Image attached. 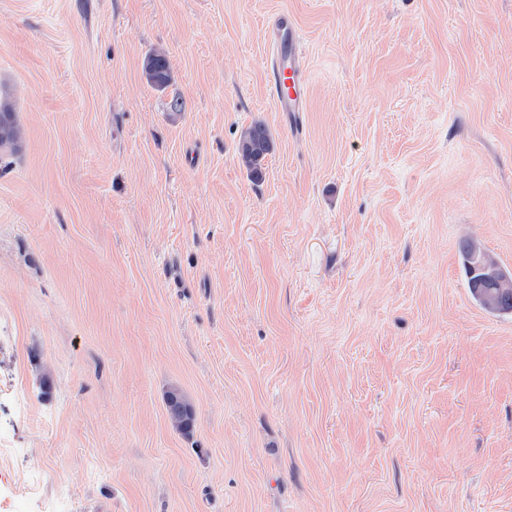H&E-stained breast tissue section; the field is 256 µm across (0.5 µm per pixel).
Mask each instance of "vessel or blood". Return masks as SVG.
Segmentation results:
<instances>
[{
    "instance_id": "1",
    "label": "vessel or blood",
    "mask_w": 512,
    "mask_h": 512,
    "mask_svg": "<svg viewBox=\"0 0 512 512\" xmlns=\"http://www.w3.org/2000/svg\"><path fill=\"white\" fill-rule=\"evenodd\" d=\"M265 38L275 51L267 73V91L276 111H306V59L300 49L294 15L285 10L271 15L266 22Z\"/></svg>"
}]
</instances>
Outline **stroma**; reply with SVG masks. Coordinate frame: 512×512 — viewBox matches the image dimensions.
<instances>
[{
    "label": "stroma",
    "instance_id": "35a3bbf8",
    "mask_svg": "<svg viewBox=\"0 0 512 512\" xmlns=\"http://www.w3.org/2000/svg\"><path fill=\"white\" fill-rule=\"evenodd\" d=\"M0 93V512H512V0H0ZM265 38L275 51L266 82L275 110L306 111V59L300 49L298 23L294 15L286 10L271 15L266 22ZM169 62L167 52L162 48L155 49L145 59L143 65L144 76L150 84L165 87L170 82ZM258 143L265 144L263 154L257 148ZM272 147V136L264 123H253L242 131L237 146L238 159L254 182L264 180V160ZM461 257L463 259V267L465 274L468 279V287L470 289V293L473 299L486 311L499 315H508L512 314V288L509 290H503V293L498 297L496 303L494 305L485 304L478 296L479 289L476 288V285L480 278L483 276V272L476 265V263L471 259L469 254V242H466L463 245L461 251ZM484 259L487 264L484 268V272H488L486 275V283L484 285L485 292L481 293V296L486 302L495 301L496 294L493 292L494 288H505L508 285L509 277L506 274L495 259L490 258L487 254H484Z\"/></svg>",
    "mask_w": 512,
    "mask_h": 512
}]
</instances>
